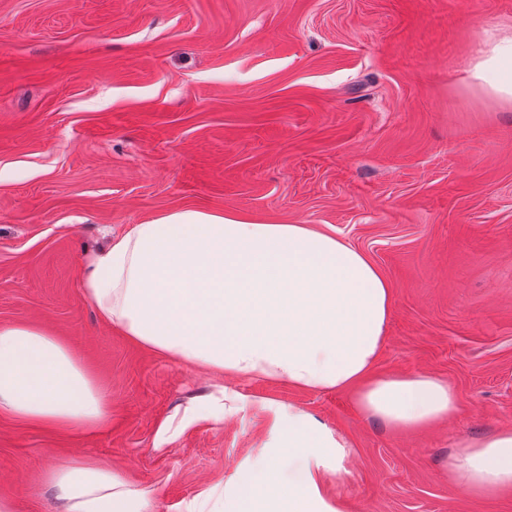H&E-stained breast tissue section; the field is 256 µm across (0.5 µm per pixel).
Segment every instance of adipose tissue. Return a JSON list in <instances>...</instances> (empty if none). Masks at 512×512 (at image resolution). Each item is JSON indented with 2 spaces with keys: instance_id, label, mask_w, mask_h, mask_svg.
Segmentation results:
<instances>
[{
  "instance_id": "adipose-tissue-1",
  "label": "adipose tissue",
  "mask_w": 512,
  "mask_h": 512,
  "mask_svg": "<svg viewBox=\"0 0 512 512\" xmlns=\"http://www.w3.org/2000/svg\"><path fill=\"white\" fill-rule=\"evenodd\" d=\"M473 77L491 101L512 102V34L484 41ZM84 297L105 323L180 363L225 378H273L312 391L355 394L356 408L396 432L452 417L455 388L430 375H381L391 289L361 251L311 224H264L231 213L181 210L130 225L86 261ZM222 387L185 409L182 424L251 407ZM272 416L267 451L183 512H339L322 494L341 473L351 442L292 404L260 401ZM0 413L95 432L110 399L69 346L33 323L0 325ZM448 475L466 492L512 488V429L456 441ZM64 512H153L147 493L98 459H74L44 475Z\"/></svg>"
}]
</instances>
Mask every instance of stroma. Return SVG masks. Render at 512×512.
Returning a JSON list of instances; mask_svg holds the SVG:
<instances>
[{"mask_svg":"<svg viewBox=\"0 0 512 512\" xmlns=\"http://www.w3.org/2000/svg\"><path fill=\"white\" fill-rule=\"evenodd\" d=\"M512 0H0V323L60 337L107 389L112 423L0 416V496L59 512L45 470L111 462L155 512L231 481L269 412L158 429L231 384L354 443L323 491L342 512H512L466 494L456 440L512 428V109L471 76ZM312 224L365 253L392 306L376 370L427 373L448 421L392 432L347 391L225 381L100 320L80 291L105 233L174 210Z\"/></svg>","mask_w":512,"mask_h":512,"instance_id":"1","label":"stroma"}]
</instances>
